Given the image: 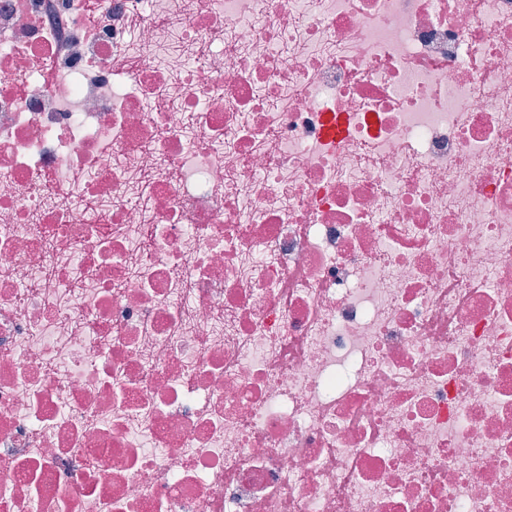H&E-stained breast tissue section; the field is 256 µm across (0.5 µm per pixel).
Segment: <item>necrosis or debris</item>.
<instances>
[{"mask_svg": "<svg viewBox=\"0 0 512 512\" xmlns=\"http://www.w3.org/2000/svg\"><path fill=\"white\" fill-rule=\"evenodd\" d=\"M42 2L0 512H512V0Z\"/></svg>", "mask_w": 512, "mask_h": 512, "instance_id": "obj_1", "label": "necrosis or debris"}]
</instances>
